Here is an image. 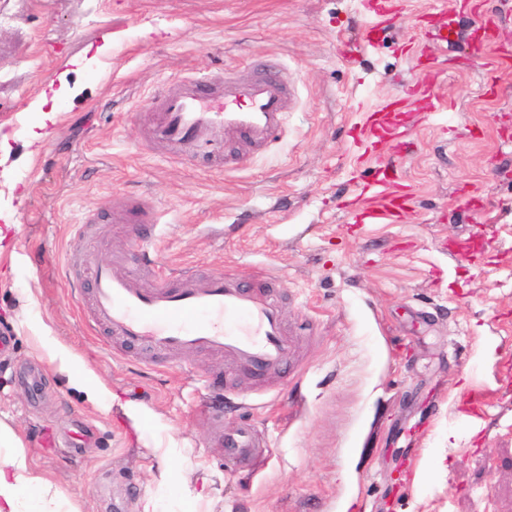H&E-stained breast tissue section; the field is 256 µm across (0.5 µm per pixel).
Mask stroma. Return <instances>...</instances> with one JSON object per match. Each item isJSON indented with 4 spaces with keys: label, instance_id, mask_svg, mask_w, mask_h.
Returning <instances> with one entry per match:
<instances>
[{
    "label": "stroma",
    "instance_id": "obj_1",
    "mask_svg": "<svg viewBox=\"0 0 512 512\" xmlns=\"http://www.w3.org/2000/svg\"><path fill=\"white\" fill-rule=\"evenodd\" d=\"M483 24L512 44V0H392L385 15L362 0H0V210L15 226L0 253V422L80 512H137L166 464L205 483L207 512H512V68L486 73ZM254 61L293 87L270 150L234 142L196 166L147 144L164 80L244 77ZM61 75L68 92L44 101ZM396 97L411 135L381 157L413 200L396 223L365 224L380 188L359 129ZM42 101L56 122L34 142ZM142 196L160 266L246 281L264 268L298 360L259 382L205 351L150 359L90 333L66 285L90 277L76 226L99 260H136L114 215ZM41 335L102 400L69 386ZM208 384L225 390V431L252 424L265 461L213 454ZM79 421L95 435L74 449ZM171 440L183 455L165 463ZM37 339L43 348V355L50 362L57 364L59 369L68 373L72 386L83 392L89 401L99 402L105 392L104 387L93 373L77 367L76 357L71 350L56 342H47L45 336H38Z\"/></svg>",
    "mask_w": 512,
    "mask_h": 512
}]
</instances>
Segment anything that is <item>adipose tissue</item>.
Returning a JSON list of instances; mask_svg holds the SVG:
<instances>
[{"label": "adipose tissue", "mask_w": 512, "mask_h": 512, "mask_svg": "<svg viewBox=\"0 0 512 512\" xmlns=\"http://www.w3.org/2000/svg\"><path fill=\"white\" fill-rule=\"evenodd\" d=\"M43 354L67 372L71 384L89 401H100L105 389L93 373L78 368L71 350L55 342H43ZM12 430L0 425V447L7 449L0 459V512H77L69 499L40 472L29 465L16 447Z\"/></svg>", "instance_id": "1"}]
</instances>
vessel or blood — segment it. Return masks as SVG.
<instances>
[{"mask_svg": "<svg viewBox=\"0 0 512 512\" xmlns=\"http://www.w3.org/2000/svg\"><path fill=\"white\" fill-rule=\"evenodd\" d=\"M493 48L487 70L512 63L500 50L494 30H486L477 50ZM287 85L263 74L252 79H227L198 74L163 86L147 138L170 156L186 161L216 160L232 140L264 151L286 128ZM412 199L405 187L385 192L379 205L366 208L371 224L398 219ZM92 289L86 325L119 342L157 354L204 350L224 357L237 372L261 379L295 358L299 343L287 329L279 299L236 276H200L184 270L177 283L159 275L144 287L126 258L88 260ZM225 461L239 463L257 453L251 428L218 439Z\"/></svg>", "mask_w": 512, "mask_h": 512, "instance_id": "vessel-or-blood-1", "label": "vessel or blood"}]
</instances>
